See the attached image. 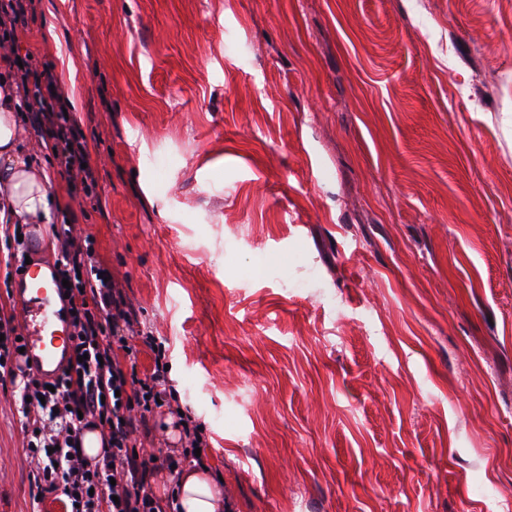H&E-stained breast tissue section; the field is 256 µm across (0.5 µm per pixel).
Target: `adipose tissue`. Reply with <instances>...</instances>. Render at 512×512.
Masks as SVG:
<instances>
[{
    "mask_svg": "<svg viewBox=\"0 0 512 512\" xmlns=\"http://www.w3.org/2000/svg\"><path fill=\"white\" fill-rule=\"evenodd\" d=\"M19 95L11 78L0 80V202L12 223L45 224L55 199L40 171L25 158ZM176 512H224V498L206 465L183 469L175 483Z\"/></svg>",
    "mask_w": 512,
    "mask_h": 512,
    "instance_id": "adipose-tissue-1",
    "label": "adipose tissue"
}]
</instances>
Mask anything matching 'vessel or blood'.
<instances>
[{
    "label": "vessel or blood",
    "mask_w": 512,
    "mask_h": 512,
    "mask_svg": "<svg viewBox=\"0 0 512 512\" xmlns=\"http://www.w3.org/2000/svg\"><path fill=\"white\" fill-rule=\"evenodd\" d=\"M17 303L26 319V354L23 368L52 377L58 371L56 357L68 350L69 322L57 302L46 295H29L20 287Z\"/></svg>",
    "instance_id": "1"
}]
</instances>
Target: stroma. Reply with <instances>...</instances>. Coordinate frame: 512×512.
Wrapping results in <instances>:
<instances>
[{
	"instance_id": "35a3bbf8",
	"label": "stroma",
	"mask_w": 512,
	"mask_h": 512,
	"mask_svg": "<svg viewBox=\"0 0 512 512\" xmlns=\"http://www.w3.org/2000/svg\"><path fill=\"white\" fill-rule=\"evenodd\" d=\"M16 39L98 169L70 194L26 126L52 221L226 512H512V0H36ZM25 446L0 385V512H66Z\"/></svg>"
}]
</instances>
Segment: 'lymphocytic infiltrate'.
<instances>
[{
	"instance_id": "f902f5d3",
	"label": "lymphocytic infiltrate",
	"mask_w": 512,
	"mask_h": 512,
	"mask_svg": "<svg viewBox=\"0 0 512 512\" xmlns=\"http://www.w3.org/2000/svg\"><path fill=\"white\" fill-rule=\"evenodd\" d=\"M17 77L25 91L20 108L44 129L48 163L84 194L98 183L88 164L85 136L67 101L50 84ZM55 282L69 281L63 304L70 313L71 345L53 379L20 374L13 366L22 330L14 315L0 312V381L10 383L29 432L26 452L37 466L30 480L39 495L64 496L70 512H167L153 486L163 470L154 450H136L152 434V417L170 389L163 363L137 377L127 368L130 344L139 336L137 309L108 282L107 270L77 222L52 227ZM100 431L103 455L90 460L79 450L82 433Z\"/></svg>"
}]
</instances>
